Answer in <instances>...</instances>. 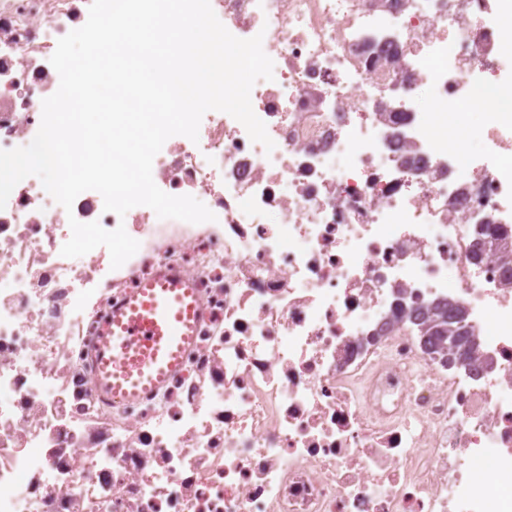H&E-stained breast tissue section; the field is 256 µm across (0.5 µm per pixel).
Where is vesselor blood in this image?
<instances>
[{
    "label": "vessel or blood",
    "mask_w": 512,
    "mask_h": 512,
    "mask_svg": "<svg viewBox=\"0 0 512 512\" xmlns=\"http://www.w3.org/2000/svg\"><path fill=\"white\" fill-rule=\"evenodd\" d=\"M194 288L173 269L148 279L112 311L96 355L97 381L128 401L163 384L193 340Z\"/></svg>",
    "instance_id": "vessel-or-blood-1"
}]
</instances>
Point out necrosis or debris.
Here are the masks:
<instances>
[{"mask_svg":"<svg viewBox=\"0 0 512 512\" xmlns=\"http://www.w3.org/2000/svg\"><path fill=\"white\" fill-rule=\"evenodd\" d=\"M262 36L251 94L275 143L204 114L156 155L212 222L65 212L38 177L0 210V512H512V105L426 132L474 85L512 88V0H210ZM91 0H0V149L28 145L57 41ZM137 253L66 258L69 218ZM196 288L178 371L128 403L96 384L114 304L160 267ZM464 313L449 364L419 314ZM490 458L486 483L471 475Z\"/></svg>","mask_w":512,"mask_h":512,"instance_id":"1","label":"necrosis or debris"}]
</instances>
